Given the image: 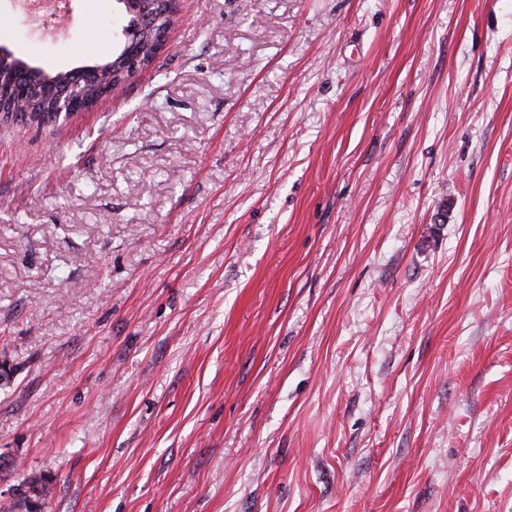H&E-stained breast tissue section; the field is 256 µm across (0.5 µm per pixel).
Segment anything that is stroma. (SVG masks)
Masks as SVG:
<instances>
[{
	"mask_svg": "<svg viewBox=\"0 0 512 512\" xmlns=\"http://www.w3.org/2000/svg\"><path fill=\"white\" fill-rule=\"evenodd\" d=\"M175 9L118 94L0 123V505L512 512V0ZM125 19L0 0V46Z\"/></svg>",
	"mask_w": 512,
	"mask_h": 512,
	"instance_id": "obj_1",
	"label": "stroma"
}]
</instances>
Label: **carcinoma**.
Segmentation results:
<instances>
[{
    "label": "carcinoma",
    "instance_id": "carcinoma-1",
    "mask_svg": "<svg viewBox=\"0 0 512 512\" xmlns=\"http://www.w3.org/2000/svg\"><path fill=\"white\" fill-rule=\"evenodd\" d=\"M150 12L157 21L156 29L165 31L173 23L174 6L165 3L151 4ZM142 20L133 14L125 27L127 40L121 51L112 60L101 65L84 66L68 72L50 75L25 61L11 56L0 59V103L4 111L29 113V119L50 120L57 113V99L51 92L55 84L72 87L76 96L88 100H100L109 96L110 84L120 83L122 66L127 57H141L151 62L157 55L154 41L141 34Z\"/></svg>",
    "mask_w": 512,
    "mask_h": 512
}]
</instances>
